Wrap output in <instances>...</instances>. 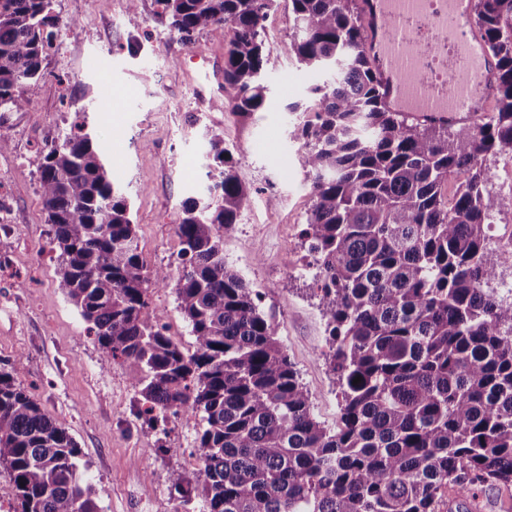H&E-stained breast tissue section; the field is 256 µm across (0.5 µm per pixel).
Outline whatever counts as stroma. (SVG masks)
Masks as SVG:
<instances>
[{
    "mask_svg": "<svg viewBox=\"0 0 512 512\" xmlns=\"http://www.w3.org/2000/svg\"><path fill=\"white\" fill-rule=\"evenodd\" d=\"M127 7V0H54L69 27L43 63L33 105L0 128L10 140L0 152V370L75 440L100 512H204L202 499L186 507L174 494L198 468L196 421L172 419L162 432L142 425L134 415L135 374L103 359L79 309L56 287L61 258L41 200L43 156L74 121L84 122L131 204L148 264L173 269L181 206L205 182L206 136L223 134L251 195L224 238V255L261 292L315 417L331 428L338 389L322 356L326 318L300 237L310 182L290 136L296 116L287 110L319 76L285 53L292 19L288 0H275L265 21L269 106L238 122L216 106L229 97L214 75L224 65L223 43L170 34L154 0H140L143 23L132 28ZM105 88L106 112L99 106ZM149 298L166 314L170 335L190 346L174 285L151 288Z\"/></svg>",
    "mask_w": 512,
    "mask_h": 512,
    "instance_id": "35a3bbf8",
    "label": "stroma"
}]
</instances>
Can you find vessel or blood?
I'll return each mask as SVG.
<instances>
[{
    "label": "vessel or blood",
    "instance_id": "obj_1",
    "mask_svg": "<svg viewBox=\"0 0 512 512\" xmlns=\"http://www.w3.org/2000/svg\"><path fill=\"white\" fill-rule=\"evenodd\" d=\"M476 0H357L388 109L469 127L495 97V67L473 26Z\"/></svg>",
    "mask_w": 512,
    "mask_h": 512
}]
</instances>
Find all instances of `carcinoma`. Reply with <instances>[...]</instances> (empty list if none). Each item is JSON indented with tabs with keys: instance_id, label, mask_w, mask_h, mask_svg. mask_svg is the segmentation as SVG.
<instances>
[{
	"instance_id": "1",
	"label": "carcinoma",
	"mask_w": 512,
	"mask_h": 512,
	"mask_svg": "<svg viewBox=\"0 0 512 512\" xmlns=\"http://www.w3.org/2000/svg\"><path fill=\"white\" fill-rule=\"evenodd\" d=\"M187 38L227 41L230 110L267 106L265 21L274 0H155ZM285 50L324 75L291 131L310 180L308 242L326 321L323 352L340 389L336 428L259 308L261 293L224 258L248 189L224 135L208 139V184L177 224L178 307L189 351L150 307L170 274L139 249L127 198L103 152L73 123L45 157L41 189L62 258L57 288L105 357L139 374L135 416L152 429L199 420L194 478L175 492L206 512H476L512 488V288L489 258L507 204L488 158L512 148V0H477L475 24L498 68L490 115L473 127L388 112L363 49L356 0H289ZM60 23L52 0H0V126L29 107ZM454 189L448 194V180ZM361 382L353 384L355 378ZM68 432L0 372V466L18 512H98Z\"/></svg>"
}]
</instances>
